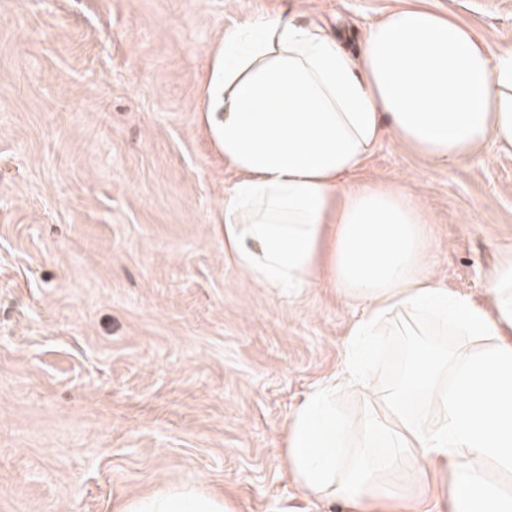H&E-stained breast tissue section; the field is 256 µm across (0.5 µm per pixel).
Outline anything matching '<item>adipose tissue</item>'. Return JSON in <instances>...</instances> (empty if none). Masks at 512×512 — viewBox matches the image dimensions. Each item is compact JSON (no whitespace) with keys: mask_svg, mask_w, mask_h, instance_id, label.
<instances>
[{"mask_svg":"<svg viewBox=\"0 0 512 512\" xmlns=\"http://www.w3.org/2000/svg\"><path fill=\"white\" fill-rule=\"evenodd\" d=\"M208 116L239 175L224 201V248L257 284L295 291L312 281L361 301L346 362L362 395L337 416L339 379L318 385L287 423L285 464L306 497L350 512H386L382 477L399 464L452 512H512V255L487 282L491 308L427 273L426 214L401 187L351 183L384 138L454 164L487 143L512 149V47L493 54L464 25L421 7L370 24L358 51L315 21L279 13L224 32ZM423 336H459L408 367L410 391L372 394L378 336L389 318ZM439 409L435 426L423 407ZM118 512H231L195 483L128 499Z\"/></svg>","mask_w":512,"mask_h":512,"instance_id":"1","label":"adipose tissue"}]
</instances>
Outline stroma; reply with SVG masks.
<instances>
[{
	"label": "stroma",
	"mask_w": 512,
	"mask_h": 512,
	"mask_svg": "<svg viewBox=\"0 0 512 512\" xmlns=\"http://www.w3.org/2000/svg\"><path fill=\"white\" fill-rule=\"evenodd\" d=\"M410 4L512 45V0H0V512H115L192 482L235 512H345L304 499L284 425L344 371L362 309L262 287L225 254L238 175L206 87L241 21L320 17L353 47ZM361 177L414 195L436 280L489 306L512 149L445 166L389 137ZM430 343L382 337L380 388Z\"/></svg>",
	"instance_id": "obj_1"
}]
</instances>
